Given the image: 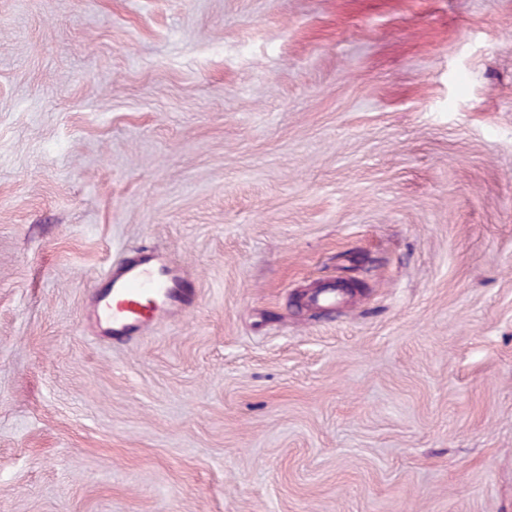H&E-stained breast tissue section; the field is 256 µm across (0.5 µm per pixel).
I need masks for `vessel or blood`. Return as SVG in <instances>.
<instances>
[{
	"label": "vessel or blood",
	"mask_w": 512,
	"mask_h": 512,
	"mask_svg": "<svg viewBox=\"0 0 512 512\" xmlns=\"http://www.w3.org/2000/svg\"><path fill=\"white\" fill-rule=\"evenodd\" d=\"M95 318L114 340L141 333L159 313L189 303L184 280L169 271L152 270L145 252L114 261L93 293Z\"/></svg>",
	"instance_id": "obj_1"
}]
</instances>
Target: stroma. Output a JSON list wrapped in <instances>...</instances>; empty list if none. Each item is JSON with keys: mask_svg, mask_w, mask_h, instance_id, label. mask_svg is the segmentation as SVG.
I'll return each instance as SVG.
<instances>
[{"mask_svg": "<svg viewBox=\"0 0 512 512\" xmlns=\"http://www.w3.org/2000/svg\"><path fill=\"white\" fill-rule=\"evenodd\" d=\"M0 512H512V0H0ZM152 259L145 251L114 261L95 288L93 302L95 318L114 340H129L154 321L160 311L189 303V288L184 279L171 271L151 269ZM155 298L143 302V297Z\"/></svg>", "mask_w": 512, "mask_h": 512, "instance_id": "obj_1", "label": "stroma"}]
</instances>
